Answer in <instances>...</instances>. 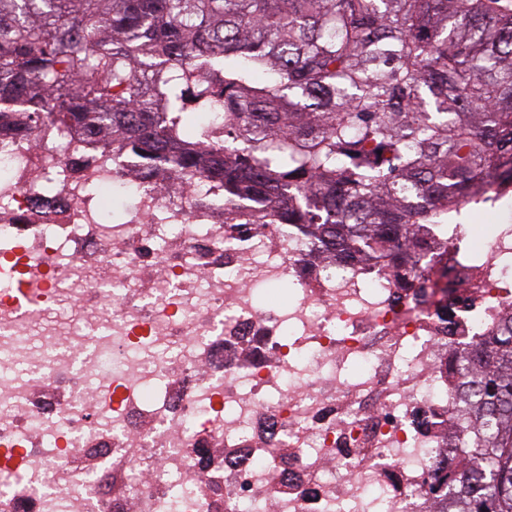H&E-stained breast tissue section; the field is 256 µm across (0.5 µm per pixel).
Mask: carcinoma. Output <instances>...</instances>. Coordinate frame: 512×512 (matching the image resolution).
Wrapping results in <instances>:
<instances>
[{
  "label": "carcinoma",
  "mask_w": 512,
  "mask_h": 512,
  "mask_svg": "<svg viewBox=\"0 0 512 512\" xmlns=\"http://www.w3.org/2000/svg\"><path fill=\"white\" fill-rule=\"evenodd\" d=\"M12 111L399 265L512 177V0H0ZM457 374L463 448L428 490L448 486L438 512H512V318Z\"/></svg>",
  "instance_id": "1"
}]
</instances>
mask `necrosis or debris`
Returning <instances> with one entry per match:
<instances>
[{"mask_svg": "<svg viewBox=\"0 0 512 512\" xmlns=\"http://www.w3.org/2000/svg\"><path fill=\"white\" fill-rule=\"evenodd\" d=\"M26 122L0 124V512H431L453 353L512 316L511 215L407 279Z\"/></svg>", "mask_w": 512, "mask_h": 512, "instance_id": "1", "label": "necrosis or debris"}]
</instances>
